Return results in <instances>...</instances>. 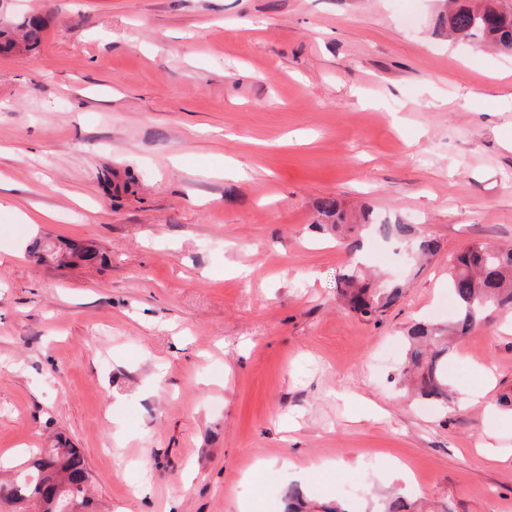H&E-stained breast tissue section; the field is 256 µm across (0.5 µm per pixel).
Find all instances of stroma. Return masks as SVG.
I'll list each match as a JSON object with an SVG mask.
<instances>
[{"label":"stroma","instance_id":"35a3bbf8","mask_svg":"<svg viewBox=\"0 0 512 512\" xmlns=\"http://www.w3.org/2000/svg\"><path fill=\"white\" fill-rule=\"evenodd\" d=\"M4 9L44 29L0 54V464L64 434L84 512H284L297 471L346 512H512V411L474 399L512 391V312L454 344L452 404L396 381L409 327L454 315L456 252L512 245V57L436 35L437 0ZM324 198L439 244L421 265L363 238L407 285L380 322L336 298Z\"/></svg>","mask_w":512,"mask_h":512}]
</instances>
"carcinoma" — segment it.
<instances>
[{"instance_id":"obj_1","label":"carcinoma","mask_w":512,"mask_h":512,"mask_svg":"<svg viewBox=\"0 0 512 512\" xmlns=\"http://www.w3.org/2000/svg\"><path fill=\"white\" fill-rule=\"evenodd\" d=\"M440 30L454 41H474L496 52L512 55V4L506 0H445L440 14ZM22 30L24 42L40 38L41 25L31 19L10 21L0 29V50L19 47L10 29ZM316 223L333 230L349 232L346 247L360 249L362 233L368 232L388 242L408 243L420 259L437 252V244L416 233L415 226L397 219L376 221L371 211H361V223L346 224L337 200L326 198L317 205ZM336 291L346 308L367 322H379L386 311L403 295L404 285L368 279L357 269L338 278ZM448 291L456 303L454 319L448 329L417 323L408 331L409 347L401 377L412 384L415 397L446 405L452 390L448 383L446 334L466 336L495 310H512V247L474 242L460 251L448 273ZM63 478L61 496L81 506L89 504L88 472L83 456L62 436L55 435L50 446L40 452L32 466L0 482V499L30 503L35 508L49 503L57 490V477ZM307 502L298 487H288V512H305Z\"/></svg>"}]
</instances>
